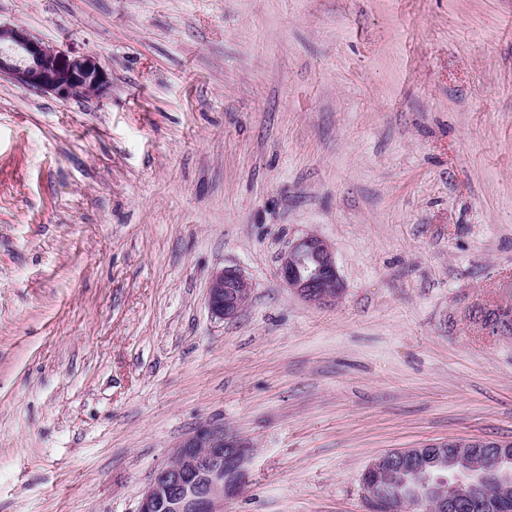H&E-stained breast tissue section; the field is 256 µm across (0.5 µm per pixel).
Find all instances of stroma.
<instances>
[{"label":"stroma","mask_w":512,"mask_h":512,"mask_svg":"<svg viewBox=\"0 0 512 512\" xmlns=\"http://www.w3.org/2000/svg\"><path fill=\"white\" fill-rule=\"evenodd\" d=\"M109 94L0 79V512H135L193 427L224 512H367L377 457L512 441V0H0ZM315 234L342 283L278 276ZM252 285L211 316L217 269ZM279 273L283 283L314 305L336 300L340 280L333 248L317 235H307L281 255ZM480 308L489 314L487 321L481 324L487 336L512 337V308L510 306L497 304L492 308Z\"/></svg>","instance_id":"obj_1"}]
</instances>
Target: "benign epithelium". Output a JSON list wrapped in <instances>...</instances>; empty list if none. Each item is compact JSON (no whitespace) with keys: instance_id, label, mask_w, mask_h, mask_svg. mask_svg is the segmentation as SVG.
<instances>
[{"instance_id":"benign-epithelium-1","label":"benign epithelium","mask_w":512,"mask_h":512,"mask_svg":"<svg viewBox=\"0 0 512 512\" xmlns=\"http://www.w3.org/2000/svg\"><path fill=\"white\" fill-rule=\"evenodd\" d=\"M0 79L27 91L52 95L60 101L106 95L111 87L107 71L94 54L71 56L32 35L22 26L0 24ZM283 283L314 305H325L340 293L333 248L317 235H307L281 255ZM252 285L235 268L213 272L207 286V305L213 317L230 320L248 303ZM481 324L488 336L512 337V308L485 307ZM455 444L448 440L412 448L395 459L410 476H426V459ZM477 448L481 464L468 468V481L448 488L434 501L433 512H503L512 505V482L500 473L512 464V445L490 440L469 441ZM252 445L224 425L204 422L189 431L168 460L157 468L144 488L135 512H224V501L239 495L248 481L247 465ZM498 482V496L480 497L483 484ZM369 512H398L397 502L384 489L366 486Z\"/></svg>"}]
</instances>
